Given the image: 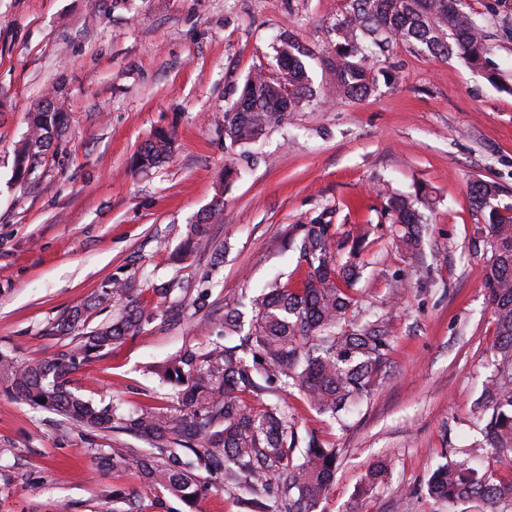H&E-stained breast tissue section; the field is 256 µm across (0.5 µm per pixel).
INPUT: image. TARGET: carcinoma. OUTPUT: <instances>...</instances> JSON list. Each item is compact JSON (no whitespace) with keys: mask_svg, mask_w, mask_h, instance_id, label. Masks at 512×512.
Instances as JSON below:
<instances>
[{"mask_svg":"<svg viewBox=\"0 0 512 512\" xmlns=\"http://www.w3.org/2000/svg\"><path fill=\"white\" fill-rule=\"evenodd\" d=\"M401 40L445 58L460 55L480 68L489 50L483 22L460 7V0H350L348 16L336 23V51L327 66L336 93L362 98L374 91L378 75L372 58ZM301 47L293 34L280 40L279 74L257 72L224 111V148L258 141L273 124L312 96ZM67 118L57 100L46 97L29 114L28 135L15 157L17 176L27 175L52 141L67 133ZM172 137L162 134L145 144L133 165L148 171L172 151ZM503 189L493 181L475 180L469 197L487 255L484 288L492 305L496 339L492 372L472 408L481 438L461 452L444 456L426 482V495L448 505V512H503L512 507V205H501ZM432 205L427 192L391 195L381 212L396 227V247L419 257L423 214ZM224 212V199L187 225L179 262L211 246L210 225ZM292 241L305 266L302 286L276 281L251 300L253 316L237 345L226 335L202 346L185 345L155 370L171 387V406L146 404L123 411L115 404H95L75 395L68 375L128 336L158 319L177 322L189 308L210 305L206 288L171 298L174 289L157 292L156 305L132 303L116 320L100 325L80 343L44 362L21 363L0 350V383L33 407L53 411L84 432L112 431L143 442V448L114 451L102 457L116 473L135 472L149 485L187 503L205 494L212 478L226 474L250 488L267 491L272 502L256 504L258 512H315L336 474L337 449L313 435L300 436L297 424L281 403L255 410L244 395L267 389L288 393L299 389L321 413L342 423L356 404L368 398L385 378L391 342L377 320L351 322L349 290L362 274L360 257L369 231L344 240L335 225L323 219L297 224ZM135 291L128 279H114L104 294L116 301ZM301 457L293 459L294 449ZM492 456L502 470L492 473L479 463ZM387 465L374 466L358 487L367 495L381 481Z\"/></svg>","mask_w":512,"mask_h":512,"instance_id":"1","label":"carcinoma"}]
</instances>
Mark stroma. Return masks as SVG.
Segmentation results:
<instances>
[{
	"label": "stroma",
	"instance_id": "stroma-1",
	"mask_svg": "<svg viewBox=\"0 0 512 512\" xmlns=\"http://www.w3.org/2000/svg\"><path fill=\"white\" fill-rule=\"evenodd\" d=\"M485 20L483 68L441 59L402 42L372 61L392 75L367 97L337 96L325 61L349 0H0V349L23 362L48 360L84 330L119 316L109 301L86 311L84 328L51 327L112 279L131 278L138 302L170 280L208 285L209 311L154 323L72 372V390L122 409L150 402L153 373L180 347L204 343L218 318L250 313L249 297L272 280H298L292 225L327 216L339 238L370 227L364 270L352 292V321L383 318L390 372L341 425L299 392L285 401L300 432L339 450L331 490L317 512H448L422 487L445 448L478 435L472 406L492 367L495 323L483 288L484 233L470 203L473 180L498 183L512 203V8L506 0H462ZM295 34L308 52L315 94L256 143L224 148V110L246 78L278 71L276 37ZM55 93L69 115L67 136L14 176L27 114ZM175 139L162 166L131 162L156 134ZM242 171L232 189L225 168ZM425 185L423 259L395 247L382 223V195ZM210 250L173 264L170 256L216 199ZM409 286L399 293L394 277ZM137 439L61 428L58 417L0 385V512H112V492L135 512H253L257 494L225 482L194 506L115 473L101 448ZM388 470L372 494L357 495L377 461Z\"/></svg>",
	"mask_w": 512,
	"mask_h": 512
}]
</instances>
